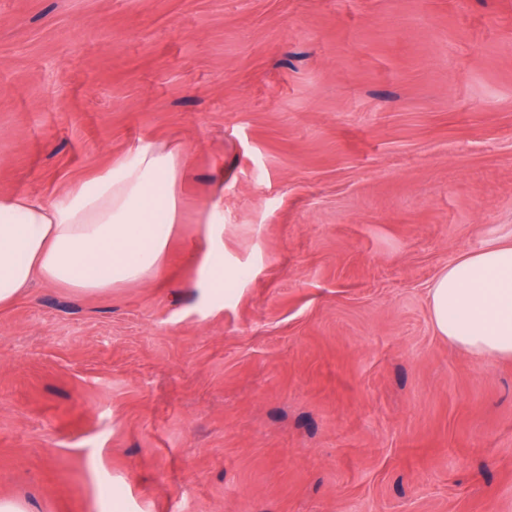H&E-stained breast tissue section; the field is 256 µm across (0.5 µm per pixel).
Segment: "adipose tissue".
I'll use <instances>...</instances> for the list:
<instances>
[{
	"instance_id": "adipose-tissue-1",
	"label": "adipose tissue",
	"mask_w": 512,
	"mask_h": 512,
	"mask_svg": "<svg viewBox=\"0 0 512 512\" xmlns=\"http://www.w3.org/2000/svg\"><path fill=\"white\" fill-rule=\"evenodd\" d=\"M177 159L148 143L59 200L0 194V305L38 279L92 294L154 274L178 222ZM430 312L453 345L512 358V244L449 264Z\"/></svg>"
}]
</instances>
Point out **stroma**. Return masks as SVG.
<instances>
[{
  "instance_id": "stroma-1",
  "label": "stroma",
  "mask_w": 512,
  "mask_h": 512,
  "mask_svg": "<svg viewBox=\"0 0 512 512\" xmlns=\"http://www.w3.org/2000/svg\"><path fill=\"white\" fill-rule=\"evenodd\" d=\"M146 143L181 151L160 275L0 307V500L512 512V360L429 302L512 241V0H0V193ZM205 263L208 267L209 284L211 288L223 291V288H230L224 273V260L222 254L215 247L211 248L205 256Z\"/></svg>"
}]
</instances>
